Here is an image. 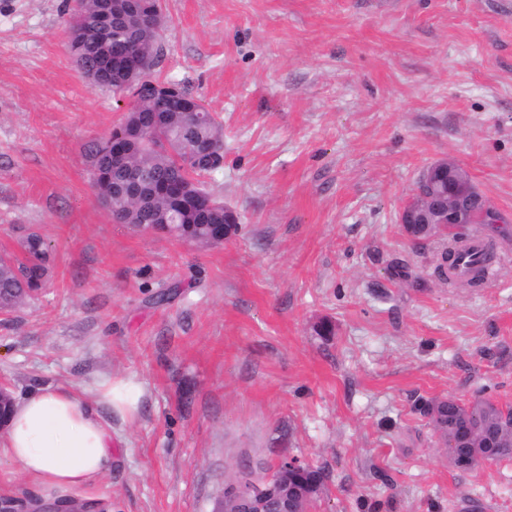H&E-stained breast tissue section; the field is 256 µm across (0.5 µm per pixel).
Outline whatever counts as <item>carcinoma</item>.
<instances>
[{
	"mask_svg": "<svg viewBox=\"0 0 512 512\" xmlns=\"http://www.w3.org/2000/svg\"><path fill=\"white\" fill-rule=\"evenodd\" d=\"M137 9L136 0H81L78 14H68V25H76L78 34H69L68 51L83 67L99 74L98 86L122 96L135 94V87L114 68L113 62L132 56L158 57L160 32L143 26L131 28L114 10ZM113 14L104 28L100 18ZM224 146V125L217 115L199 105L195 113L160 109L150 99L138 102L135 111L108 135L88 148L93 182L98 196L112 200L110 214L120 224L136 229L146 224H169L174 237L211 243L213 224L224 223V203L214 200L212 210L198 209L177 201L165 187L191 179L205 188L200 177L221 169L210 157ZM473 235L464 227L451 234L448 249L438 266L440 275L448 276L457 251ZM26 259L0 257V308L10 310L22 298L38 291L47 273V247L44 239L28 234L21 242ZM425 414L436 419L435 427L449 438L459 424L473 425L477 431L468 440L461 455L471 460V453L484 454L488 439L497 445L494 459L512 457V410L478 397L468 404L453 398L436 401Z\"/></svg>",
	"mask_w": 512,
	"mask_h": 512,
	"instance_id": "1",
	"label": "carcinoma"
}]
</instances>
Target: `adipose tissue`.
<instances>
[{"instance_id":"1","label":"adipose tissue","mask_w":512,"mask_h":512,"mask_svg":"<svg viewBox=\"0 0 512 512\" xmlns=\"http://www.w3.org/2000/svg\"><path fill=\"white\" fill-rule=\"evenodd\" d=\"M137 399L134 388L109 383L90 402L72 389H33L13 404L0 432V458L40 485L63 493L83 488L112 465V426L105 410Z\"/></svg>"}]
</instances>
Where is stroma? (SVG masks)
I'll use <instances>...</instances> for the list:
<instances>
[{
    "instance_id": "stroma-1",
    "label": "stroma",
    "mask_w": 512,
    "mask_h": 512,
    "mask_svg": "<svg viewBox=\"0 0 512 512\" xmlns=\"http://www.w3.org/2000/svg\"><path fill=\"white\" fill-rule=\"evenodd\" d=\"M63 5L0 0V252L51 253L0 311V385L137 386L80 499L213 512L295 458L325 476L306 512H512V458L458 473L422 411L512 408V0H163L153 74L224 124L204 182L239 224L212 245L97 203L87 148L133 98L83 77ZM437 161L503 218L493 280L448 284L447 237L398 222Z\"/></svg>"
}]
</instances>
